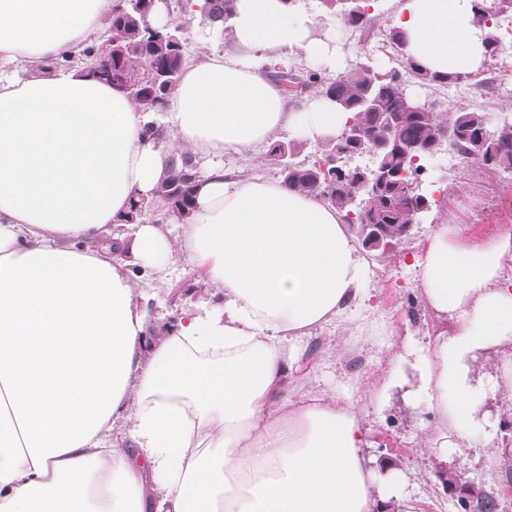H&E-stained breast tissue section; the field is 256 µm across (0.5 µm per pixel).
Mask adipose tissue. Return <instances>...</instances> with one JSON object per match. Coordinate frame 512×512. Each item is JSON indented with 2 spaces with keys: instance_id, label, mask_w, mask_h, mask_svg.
Returning <instances> with one entry per match:
<instances>
[{
  "instance_id": "obj_1",
  "label": "adipose tissue",
  "mask_w": 512,
  "mask_h": 512,
  "mask_svg": "<svg viewBox=\"0 0 512 512\" xmlns=\"http://www.w3.org/2000/svg\"><path fill=\"white\" fill-rule=\"evenodd\" d=\"M119 0H0V512H375L403 499L394 468L373 466L352 398L284 395L313 331L352 320L369 269L336 208L258 169L281 131L314 143L347 112L313 90L298 106L264 75L288 53L340 74L318 19L290 0H234L232 50L187 63L156 136L152 111L86 65L57 66L104 29ZM488 0H403L391 25L410 59L475 74V23ZM25 64L26 78L12 76ZM197 164L186 223L125 224L174 156ZM116 233L121 255L96 247ZM204 270L220 305L151 335L129 273ZM512 232L474 244L436 225L418 261L419 292L452 318L414 357L412 406L438 413L423 442L448 462L483 448L506 462L496 395L512 372ZM127 448L112 446L116 423Z\"/></svg>"
}]
</instances>
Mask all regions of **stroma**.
<instances>
[{"label": "stroma", "mask_w": 512, "mask_h": 512, "mask_svg": "<svg viewBox=\"0 0 512 512\" xmlns=\"http://www.w3.org/2000/svg\"><path fill=\"white\" fill-rule=\"evenodd\" d=\"M165 2L168 13L180 19L188 60H196L214 43L229 44V33L213 37L202 19L183 16L178 0ZM298 4L318 14L320 25L315 34L331 37L345 68H352L366 55L373 58L378 71L395 68L387 33L397 0H376L373 24L361 30L345 26L320 0H298ZM501 41L499 53L485 62L478 81L465 82L463 93L413 81L408 91L438 112L479 108L494 120L512 114V37L502 36ZM423 184L433 190L437 201L431 220L413 225L407 237L387 248L359 250L371 272V298L363 320L313 332L306 340L301 367L288 382L293 385L304 380L306 390L313 395L352 393L364 414L367 455L406 476L404 492L412 512H462L456 499L446 492L440 474L446 471L489 487L482 449L467 448L452 463H440L421 442L423 429L433 426L436 413L413 408L404 397L415 385L413 374L406 373L405 386L391 396H383L382 389L389 377L403 370L405 358L426 342L430 332L456 329L449 317L431 309L419 294L417 260L435 225H463L472 242L512 229V175L490 173L466 159L452 163L442 153L429 161ZM134 277L144 293L139 304L153 322L196 309L203 295L196 283L197 271L184 260L171 265L165 277L140 268Z\"/></svg>", "instance_id": "obj_1"}]
</instances>
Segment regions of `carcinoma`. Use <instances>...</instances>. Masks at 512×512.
Masks as SVG:
<instances>
[{"instance_id": "obj_1", "label": "carcinoma", "mask_w": 512, "mask_h": 512, "mask_svg": "<svg viewBox=\"0 0 512 512\" xmlns=\"http://www.w3.org/2000/svg\"><path fill=\"white\" fill-rule=\"evenodd\" d=\"M234 0H206L203 11L204 21L212 28L230 29ZM361 10L345 20V24L363 28L370 20V0H362ZM151 12L149 0H123L108 18L107 38H117L112 44V57L108 62L100 58L102 44L93 43L79 52V55L65 54L58 66H70L81 56L87 60L88 73L93 77L119 85L135 103L156 110L162 108L173 95L181 78L185 63L184 42L173 38L174 31L165 28L154 29L148 17ZM504 12H512V0H490L488 6L480 9L478 25L484 30L485 56L492 59L500 50V36L492 19ZM403 69L381 73L370 60L356 63L346 78L330 81L321 72L309 70L304 83L315 87L330 97L340 108L350 113L352 121L362 132L365 149L386 134L381 117L386 112H395L400 118L399 136L401 141H419L432 145L436 141L438 126L446 124L462 133V137L446 145L437 146L443 151L450 148L466 159H473L485 169L512 174V118L503 119L492 127L487 114L479 109L459 110L451 114L431 112L425 105L411 98L406 92V79L411 78L426 86L448 87L465 82L471 76L451 75L431 71L404 57ZM306 144L290 140L277 141L269 151V157L279 167L283 182L291 188L313 193L324 202L343 213L345 221L360 224L366 220L382 224L388 233L399 235L407 224L420 223V203L411 199L401 187L391 186L386 191L368 197L366 212L351 204L350 191L354 173L346 171L347 178L339 186L330 187L325 183L324 173L314 161L299 159ZM339 150H348V144L338 137L326 138L316 143L319 159L329 163ZM426 158L418 159L395 154L387 157V165L408 176L395 181H409L413 174L425 168ZM195 176L190 159L175 165L168 177L156 191L157 200L135 201L126 223L133 224L148 212L156 213L159 205L181 218L187 217L195 203ZM463 512H497L494 495L482 488L469 499Z\"/></svg>"}]
</instances>
